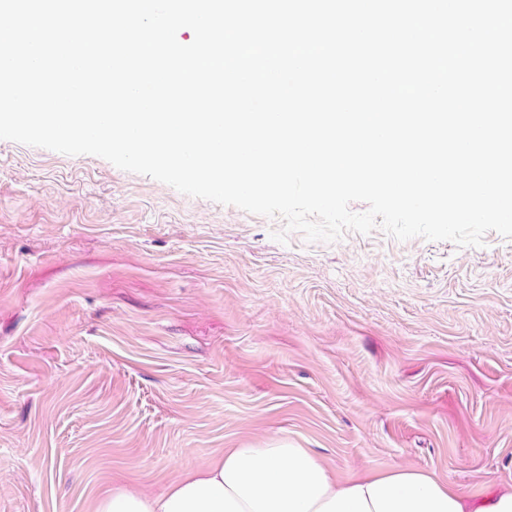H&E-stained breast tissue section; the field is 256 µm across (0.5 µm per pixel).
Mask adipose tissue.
Returning a JSON list of instances; mask_svg holds the SVG:
<instances>
[{
  "label": "adipose tissue",
  "instance_id": "adipose-tissue-1",
  "mask_svg": "<svg viewBox=\"0 0 512 512\" xmlns=\"http://www.w3.org/2000/svg\"><path fill=\"white\" fill-rule=\"evenodd\" d=\"M94 512H512V490L471 509L434 471L392 465L342 483L311 449L279 444L225 449L156 495L113 488Z\"/></svg>",
  "mask_w": 512,
  "mask_h": 512
}]
</instances>
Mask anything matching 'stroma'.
<instances>
[{"label": "stroma", "instance_id": "obj_1", "mask_svg": "<svg viewBox=\"0 0 512 512\" xmlns=\"http://www.w3.org/2000/svg\"><path fill=\"white\" fill-rule=\"evenodd\" d=\"M282 219L0 140V512H92L227 448L512 489V238Z\"/></svg>", "mask_w": 512, "mask_h": 512}]
</instances>
